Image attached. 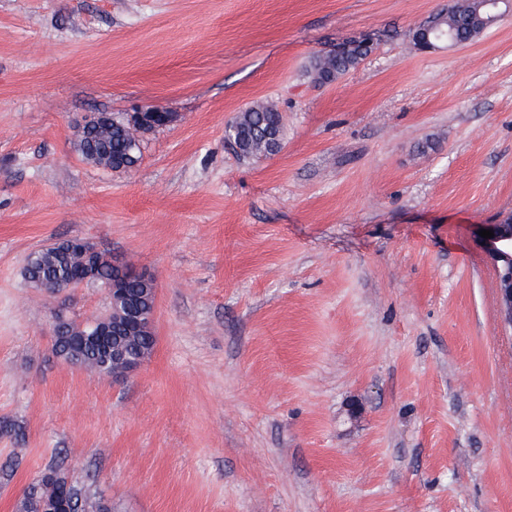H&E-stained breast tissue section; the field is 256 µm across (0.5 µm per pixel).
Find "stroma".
Returning <instances> with one entry per match:
<instances>
[{
	"label": "stroma",
	"mask_w": 512,
	"mask_h": 512,
	"mask_svg": "<svg viewBox=\"0 0 512 512\" xmlns=\"http://www.w3.org/2000/svg\"><path fill=\"white\" fill-rule=\"evenodd\" d=\"M450 0H0V512L61 468L112 512H512V329L478 236L512 213V16L418 49ZM371 37L315 82L312 56ZM282 115L280 152L226 125ZM159 105L128 171L84 116ZM156 281L124 381L67 365L30 253ZM367 56L368 50L363 49L360 45L349 47L337 55L336 52H334L333 54L325 56H314L311 61V69L317 74L322 71L326 65H329L331 70L325 71L327 75L326 82H331L355 69ZM68 247L79 264V275H81V272L84 275L83 281L90 278L97 279V270L92 259L90 243L81 238H70L68 239Z\"/></svg>",
	"instance_id": "1"
}]
</instances>
